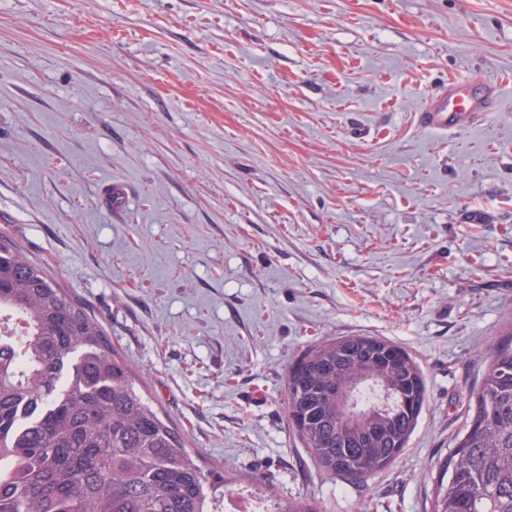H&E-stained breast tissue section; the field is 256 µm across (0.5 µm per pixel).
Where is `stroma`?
<instances>
[{"mask_svg":"<svg viewBox=\"0 0 512 512\" xmlns=\"http://www.w3.org/2000/svg\"><path fill=\"white\" fill-rule=\"evenodd\" d=\"M472 75L495 111L422 129ZM0 239L100 323L225 496L432 512L512 320V0H0ZM357 335L405 348L427 394L352 484L284 401L290 363Z\"/></svg>","mask_w":512,"mask_h":512,"instance_id":"obj_1","label":"stroma"}]
</instances>
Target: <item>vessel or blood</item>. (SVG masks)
<instances>
[{"instance_id":"vessel-or-blood-1","label":"vessel or blood","mask_w":512,"mask_h":512,"mask_svg":"<svg viewBox=\"0 0 512 512\" xmlns=\"http://www.w3.org/2000/svg\"><path fill=\"white\" fill-rule=\"evenodd\" d=\"M499 84L482 79L459 78L432 91L425 99L418 120L434 132H447L476 123L493 111Z\"/></svg>"}]
</instances>
